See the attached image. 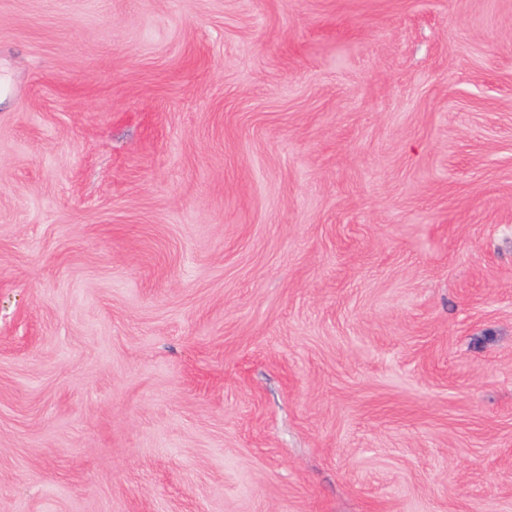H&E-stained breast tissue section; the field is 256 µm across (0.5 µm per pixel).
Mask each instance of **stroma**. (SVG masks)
<instances>
[{
  "mask_svg": "<svg viewBox=\"0 0 512 512\" xmlns=\"http://www.w3.org/2000/svg\"><path fill=\"white\" fill-rule=\"evenodd\" d=\"M0 512H512V0H0Z\"/></svg>",
  "mask_w": 512,
  "mask_h": 512,
  "instance_id": "35a3bbf8",
  "label": "stroma"
}]
</instances>
